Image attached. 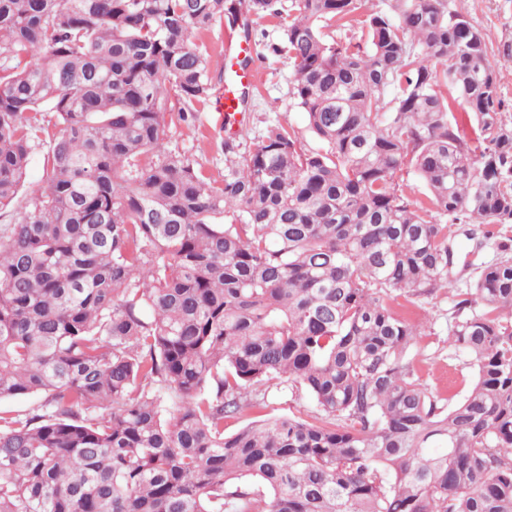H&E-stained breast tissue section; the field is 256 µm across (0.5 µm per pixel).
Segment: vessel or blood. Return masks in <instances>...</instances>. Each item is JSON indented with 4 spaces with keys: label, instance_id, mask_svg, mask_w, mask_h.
Returning <instances> with one entry per match:
<instances>
[{
    "label": "vessel or blood",
    "instance_id": "vessel-or-blood-1",
    "mask_svg": "<svg viewBox=\"0 0 512 512\" xmlns=\"http://www.w3.org/2000/svg\"><path fill=\"white\" fill-rule=\"evenodd\" d=\"M253 53L251 42L240 38L235 42L234 54L224 57V68L229 76L217 92L215 109L223 118L225 127L234 131L239 130L241 125L243 95L250 90L257 78L254 69L242 64L243 59L251 57Z\"/></svg>",
    "mask_w": 512,
    "mask_h": 512
}]
</instances>
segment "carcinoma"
<instances>
[{"mask_svg":"<svg viewBox=\"0 0 512 512\" xmlns=\"http://www.w3.org/2000/svg\"><path fill=\"white\" fill-rule=\"evenodd\" d=\"M0 0V512H512V119L448 0ZM274 16L317 145L224 141L216 184L167 151L214 89L191 39ZM471 114L448 119L445 92ZM57 131L46 132L45 115ZM412 170L428 206L394 176ZM232 214L230 222L219 217ZM501 227L448 336L450 403L415 373L399 296L451 283ZM474 305L479 312H471ZM318 418L225 434L282 386ZM365 1L366 2H362V8L359 10L358 15L353 17L354 20L350 22L349 26L338 28L335 22L330 21L328 22L329 26L323 28V31L326 34L335 36L337 39L342 38V40H350L353 44L360 42L361 24H359V21L363 20L366 17V14L370 13L372 9H374L379 0ZM43 187H45L44 151L41 147H37L31 158L27 180L19 199L20 203L16 208L24 206L27 198L34 192L42 190Z\"/></svg>","mask_w":512,"mask_h":512,"instance_id":"cac0c4a2","label":"carcinoma"}]
</instances>
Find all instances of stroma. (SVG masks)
<instances>
[{"label": "stroma", "mask_w": 512, "mask_h": 512, "mask_svg": "<svg viewBox=\"0 0 512 512\" xmlns=\"http://www.w3.org/2000/svg\"><path fill=\"white\" fill-rule=\"evenodd\" d=\"M448 8L467 15L470 22L485 36L489 59L496 71L503 110L512 117V0H448ZM253 69L258 72L257 87L246 108L244 141L266 133L270 127L283 125L294 128L305 144L314 139L307 129L305 114L295 104L291 89L293 68L285 54H273L264 49L253 58ZM214 100L196 104L194 122L180 120L177 98H170L166 114L164 147L172 152L191 155L207 177L220 181L224 178V125L214 110ZM476 270H467L463 278L452 280L448 288L427 298L401 301L396 310L408 318L427 323L425 335L417 338L412 350L413 366L421 380L440 394L464 395L472 384L473 371L463 354H449L448 331L455 303L462 299L469 283L476 278ZM296 414L313 419L314 401L306 394L291 391L270 393L263 411L249 410L234 419L226 420L224 429L232 433L259 416L274 417Z\"/></svg>", "instance_id": "stroma-1"}]
</instances>
